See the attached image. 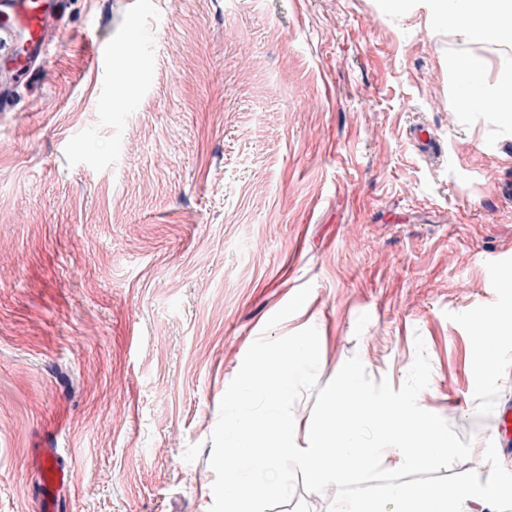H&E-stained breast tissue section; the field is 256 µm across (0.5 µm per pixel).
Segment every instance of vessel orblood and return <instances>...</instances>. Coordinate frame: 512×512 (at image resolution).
Masks as SVG:
<instances>
[{
    "label": "vessel or blood",
    "mask_w": 512,
    "mask_h": 512,
    "mask_svg": "<svg viewBox=\"0 0 512 512\" xmlns=\"http://www.w3.org/2000/svg\"><path fill=\"white\" fill-rule=\"evenodd\" d=\"M63 0H0V109L11 96L14 85L31 81L45 69L50 46L60 37L59 21ZM106 61L114 73L134 63L129 45H107ZM43 463L51 474L42 496L45 512H57L58 494L68 482V470L56 460L54 449L42 452Z\"/></svg>",
    "instance_id": "obj_1"
}]
</instances>
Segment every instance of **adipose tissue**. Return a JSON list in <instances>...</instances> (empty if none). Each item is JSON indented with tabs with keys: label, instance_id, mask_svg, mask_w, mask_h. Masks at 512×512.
Wrapping results in <instances>:
<instances>
[{
	"label": "adipose tissue",
	"instance_id": "1",
	"mask_svg": "<svg viewBox=\"0 0 512 512\" xmlns=\"http://www.w3.org/2000/svg\"><path fill=\"white\" fill-rule=\"evenodd\" d=\"M429 18L436 26L455 24L467 42H512V0H464L456 12L450 10L448 0H431ZM477 331L480 370L493 372L497 346L512 336V315L479 321Z\"/></svg>",
	"mask_w": 512,
	"mask_h": 512
}]
</instances>
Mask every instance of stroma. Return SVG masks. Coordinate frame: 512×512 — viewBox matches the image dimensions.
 I'll list each match as a JSON object with an SVG mask.
<instances>
[{
    "mask_svg": "<svg viewBox=\"0 0 512 512\" xmlns=\"http://www.w3.org/2000/svg\"><path fill=\"white\" fill-rule=\"evenodd\" d=\"M69 34L0 112V512H209L220 401L268 319L316 327L318 385L359 356L512 471V340L476 371V322L512 314V124L463 108L459 67L512 72L425 0H70ZM137 28L150 71L94 65ZM428 125L441 153H419ZM43 463L51 469L49 481L43 480V486L46 488L45 494H42L43 511H58V494L61 487L68 482L70 474L65 466H60L56 461V453L53 448H44L42 452Z\"/></svg>",
    "mask_w": 512,
    "mask_h": 512,
    "instance_id": "obj_1",
    "label": "stroma"
}]
</instances>
